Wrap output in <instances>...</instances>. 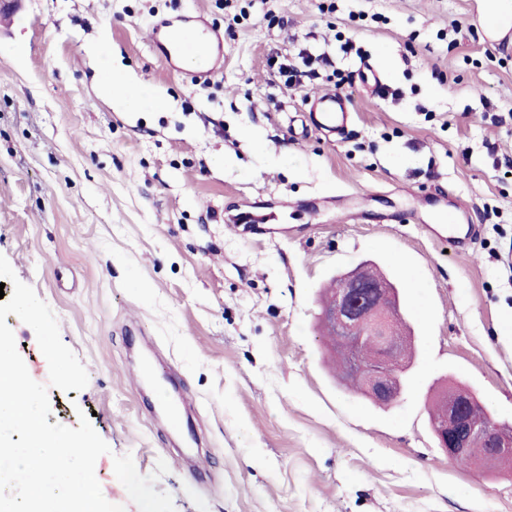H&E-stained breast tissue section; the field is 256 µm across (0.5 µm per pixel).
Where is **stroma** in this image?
<instances>
[{
	"label": "stroma",
	"mask_w": 512,
	"mask_h": 512,
	"mask_svg": "<svg viewBox=\"0 0 512 512\" xmlns=\"http://www.w3.org/2000/svg\"><path fill=\"white\" fill-rule=\"evenodd\" d=\"M487 3L25 0L0 17V255L87 386H50L32 328L6 322L49 423L87 414L109 445L106 500L139 512L113 470L128 453L144 476L167 463L155 489L175 512H512V473L455 465L430 422L454 383L512 425V46L489 44ZM199 12L224 35L207 85L150 41ZM99 45L161 109L100 91ZM303 49L332 65L285 85ZM366 62L399 97L363 86ZM336 90L350 120L328 138L306 101ZM442 192L480 230L468 255L424 230ZM254 201L265 228L232 223ZM364 260L397 280L418 345L387 408L341 385L319 318L329 279ZM164 387L194 407L180 430Z\"/></svg>",
	"instance_id": "1"
}]
</instances>
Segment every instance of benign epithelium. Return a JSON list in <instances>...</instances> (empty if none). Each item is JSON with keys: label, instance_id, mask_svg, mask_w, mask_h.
Instances as JSON below:
<instances>
[{"label": "benign epithelium", "instance_id": "1", "mask_svg": "<svg viewBox=\"0 0 512 512\" xmlns=\"http://www.w3.org/2000/svg\"><path fill=\"white\" fill-rule=\"evenodd\" d=\"M399 312L395 285L381 281L367 283L359 269L339 277L332 305L321 312L324 323L333 328L336 346L353 351L345 357V373L359 379L370 399L391 405L400 397L395 379L403 370L414 341V337L395 329L394 319ZM368 332L374 334L372 356L360 359L354 352ZM436 397L442 400L444 409L432 419L431 425L448 459H456L471 443L477 442L485 451L471 459L470 467L492 473L504 463L512 462L511 425L473 418L470 408L475 398L465 387L445 386Z\"/></svg>", "mask_w": 512, "mask_h": 512}]
</instances>
